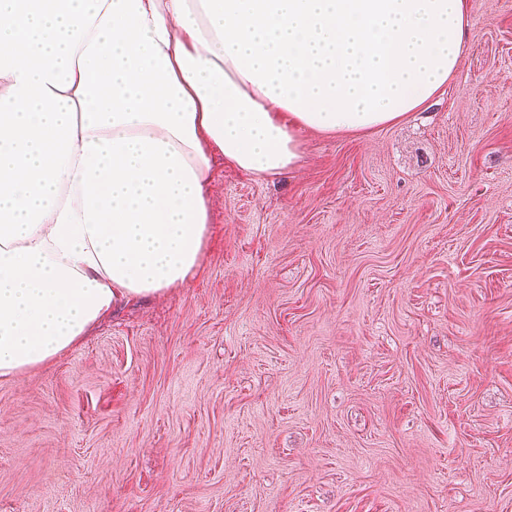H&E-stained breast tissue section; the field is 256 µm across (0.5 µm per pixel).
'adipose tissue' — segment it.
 <instances>
[{
	"mask_svg": "<svg viewBox=\"0 0 512 512\" xmlns=\"http://www.w3.org/2000/svg\"><path fill=\"white\" fill-rule=\"evenodd\" d=\"M471 29L467 0H0V378L190 281L215 157L396 124Z\"/></svg>",
	"mask_w": 512,
	"mask_h": 512,
	"instance_id": "ef3b65f1",
	"label": "adipose tissue"
}]
</instances>
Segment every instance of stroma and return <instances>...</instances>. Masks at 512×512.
Instances as JSON below:
<instances>
[{"label": "stroma", "mask_w": 512, "mask_h": 512, "mask_svg": "<svg viewBox=\"0 0 512 512\" xmlns=\"http://www.w3.org/2000/svg\"><path fill=\"white\" fill-rule=\"evenodd\" d=\"M424 112L216 159L187 285L0 380V512H512V0Z\"/></svg>", "instance_id": "35a3bbf8"}]
</instances>
